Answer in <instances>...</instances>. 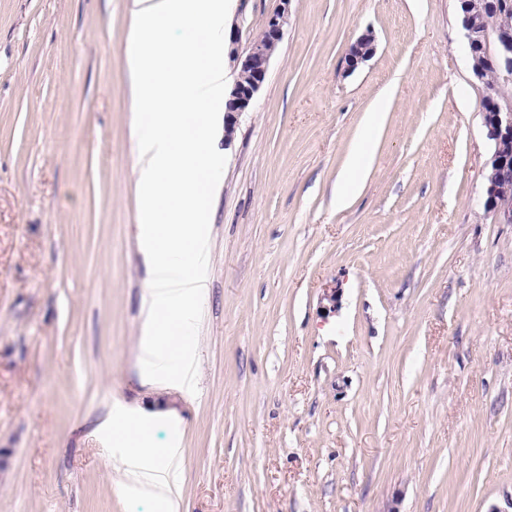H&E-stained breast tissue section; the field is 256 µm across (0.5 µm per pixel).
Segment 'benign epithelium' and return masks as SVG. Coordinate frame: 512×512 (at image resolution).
Instances as JSON below:
<instances>
[{"mask_svg":"<svg viewBox=\"0 0 512 512\" xmlns=\"http://www.w3.org/2000/svg\"><path fill=\"white\" fill-rule=\"evenodd\" d=\"M291 0H280V7L271 14L264 28L244 53L238 49V31L231 29L227 56L234 72L233 83L224 94V145L231 144L238 116L248 111L261 90L272 58L277 54L288 20ZM461 25L472 59L474 77L484 84L486 98L498 97V87L488 82L480 59H486L505 83L512 82V3L509 0H461ZM494 11V24L483 20L488 9ZM374 51L373 39L365 35L349 49L346 65L354 69ZM487 138L493 153L485 177V207L494 212L501 223L512 224V198L504 186L512 182V104H495L485 113Z\"/></svg>","mask_w":512,"mask_h":512,"instance_id":"obj_1","label":"benign epithelium"}]
</instances>
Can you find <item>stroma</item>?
<instances>
[{
  "instance_id": "1",
  "label": "stroma",
  "mask_w": 512,
  "mask_h": 512,
  "mask_svg": "<svg viewBox=\"0 0 512 512\" xmlns=\"http://www.w3.org/2000/svg\"><path fill=\"white\" fill-rule=\"evenodd\" d=\"M128 2L0 0V512H157L110 479L116 414L181 448L182 512H512V224L459 0H291L224 150L194 394L142 370ZM279 6L231 0L239 50ZM374 51L373 39L370 35H365L357 40L349 49L346 56V65L348 69H355L359 63L369 58ZM369 148L370 141L363 140L357 148L352 151L350 159L340 173L336 183L337 206H346L356 193L360 184V175Z\"/></svg>"
}]
</instances>
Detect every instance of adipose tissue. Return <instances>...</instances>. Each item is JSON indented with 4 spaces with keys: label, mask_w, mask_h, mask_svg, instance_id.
<instances>
[{
    "label": "adipose tissue",
    "mask_w": 512,
    "mask_h": 512,
    "mask_svg": "<svg viewBox=\"0 0 512 512\" xmlns=\"http://www.w3.org/2000/svg\"><path fill=\"white\" fill-rule=\"evenodd\" d=\"M113 434L127 449L125 459L113 469V480L146 481L156 490V496L162 505L161 512H181L180 493L164 478L176 456L175 449L151 447L138 432L124 423L114 424Z\"/></svg>",
    "instance_id": "ef3b65f1"
}]
</instances>
